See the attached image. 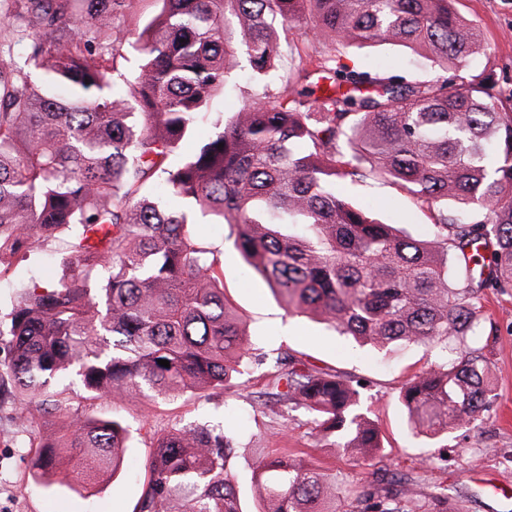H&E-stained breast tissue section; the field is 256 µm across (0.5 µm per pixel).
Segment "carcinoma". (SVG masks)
<instances>
[{
	"label": "carcinoma",
	"mask_w": 512,
	"mask_h": 512,
	"mask_svg": "<svg viewBox=\"0 0 512 512\" xmlns=\"http://www.w3.org/2000/svg\"><path fill=\"white\" fill-rule=\"evenodd\" d=\"M118 68L114 20L133 0H0V21L23 20L29 69L0 65V274L48 249L50 285L23 283L10 312L0 388L23 421L58 415L30 439L34 478L88 484L116 475L129 431L115 418L71 410L85 400H206L248 372L241 316L224 294L218 251L196 224H226L250 269L290 314L311 317L359 345H422L431 360L398 399L415 435L447 469L448 432L495 400L487 292L512 294V101L471 58L487 52L455 0H141ZM309 19L323 45L384 43L424 53L426 79L369 73L318 57L278 76L281 35ZM246 66L261 85L235 81ZM240 92L197 150L171 164L210 114ZM223 148H218L219 144ZM384 178L431 214L422 237L375 218L338 191ZM166 359L170 367L158 364ZM367 384L308 366L284 351L261 396L281 427L301 410L312 430L358 464L385 457L364 410ZM238 431L175 426L147 459L133 512H244L234 469ZM257 512H448V495L378 468L346 486L292 448L249 463Z\"/></svg>",
	"instance_id": "1"
}]
</instances>
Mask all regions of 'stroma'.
Segmentation results:
<instances>
[{
    "instance_id": "1",
    "label": "stroma",
    "mask_w": 512,
    "mask_h": 512,
    "mask_svg": "<svg viewBox=\"0 0 512 512\" xmlns=\"http://www.w3.org/2000/svg\"><path fill=\"white\" fill-rule=\"evenodd\" d=\"M458 12L480 26L488 44L486 55L474 65L492 72L503 96L512 95V0H457ZM343 58L359 61L363 70H388L397 75L427 77L437 64L411 50L387 44H365L342 49ZM342 193L354 203L372 206L380 219L416 236L431 221L430 213L415 198L385 179L345 182ZM222 224L200 226L205 246L219 249L224 263V292L242 316L257 353L275 357L290 351L308 364L370 380L364 407L377 420L384 438V465L419 477V493L437 487L448 490L450 512H512V295L489 294L482 318L495 320L500 332L494 342L496 399L489 413L469 430L448 436V470L428 467L424 456L428 440L412 434L398 401L399 388L423 363L424 349L399 344L388 350L361 346L335 335L325 325L305 316L287 315L265 281L252 272ZM57 274L48 251L37 249L17 260L0 277V320L11 310L13 290L21 282L44 284ZM264 382L261 369H251L236 392L205 401L188 394L174 404L161 401H83L79 410L98 416H116L130 425L132 442L120 473L104 477L94 488H68L34 480L28 448L33 427L19 419L11 400L0 401V512H133L144 482L142 465L155 434L175 423L227 422L240 433L236 463L238 478H245L247 462L256 448L310 450L316 465L333 469L338 479L351 483L368 475L369 466H356L347 454L312 434L303 416L292 417L280 430L275 414L254 394ZM470 467L469 481L458 471Z\"/></svg>"
}]
</instances>
